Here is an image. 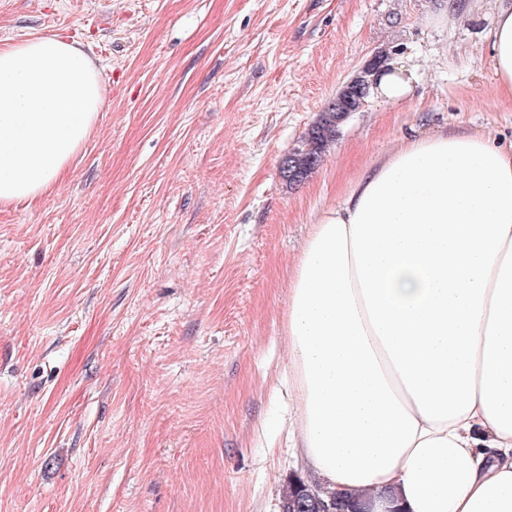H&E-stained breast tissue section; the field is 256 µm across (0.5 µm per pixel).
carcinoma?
<instances>
[{
  "mask_svg": "<svg viewBox=\"0 0 512 512\" xmlns=\"http://www.w3.org/2000/svg\"><path fill=\"white\" fill-rule=\"evenodd\" d=\"M385 61V55H377L367 68L359 70L336 93V107H325L298 144L286 155L289 167H280L283 181L291 185L299 184L319 167L327 148L336 140L345 122L343 114L356 112L363 106L369 96L370 77L384 66ZM282 504L286 512H320L323 504L331 505L332 512H362L357 500L344 497L338 501L329 491L311 490L296 475L288 479Z\"/></svg>",
  "mask_w": 512,
  "mask_h": 512,
  "instance_id": "carcinoma-1",
  "label": "carcinoma"
}]
</instances>
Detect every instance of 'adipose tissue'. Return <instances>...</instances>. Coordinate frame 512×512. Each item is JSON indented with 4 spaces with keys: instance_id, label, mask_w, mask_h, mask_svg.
I'll return each mask as SVG.
<instances>
[{
    "instance_id": "obj_1",
    "label": "adipose tissue",
    "mask_w": 512,
    "mask_h": 512,
    "mask_svg": "<svg viewBox=\"0 0 512 512\" xmlns=\"http://www.w3.org/2000/svg\"><path fill=\"white\" fill-rule=\"evenodd\" d=\"M489 54L512 96V0ZM400 64L371 90L406 99ZM103 80L81 45L0 48V201L51 190L89 136ZM288 432L321 489L394 512H512V138L400 144L324 210L287 313Z\"/></svg>"
}]
</instances>
